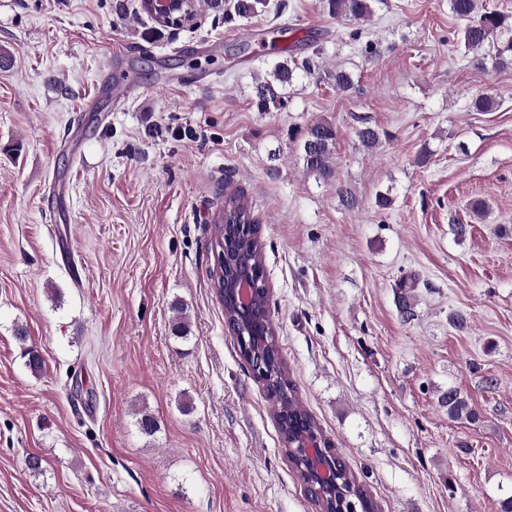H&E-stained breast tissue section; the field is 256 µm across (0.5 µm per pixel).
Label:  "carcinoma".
<instances>
[{"instance_id": "carcinoma-1", "label": "carcinoma", "mask_w": 512, "mask_h": 512, "mask_svg": "<svg viewBox=\"0 0 512 512\" xmlns=\"http://www.w3.org/2000/svg\"><path fill=\"white\" fill-rule=\"evenodd\" d=\"M383 0H320L323 11L338 21H365L374 12V2ZM265 4V0H233L231 7L224 10V18H248L257 12L258 6ZM452 14L460 19L468 20L460 33V45L464 52L472 54V63L477 67H484L487 63L494 66H505L512 57V42L506 47L488 57L481 53L484 45L500 28L504 26L505 17L496 11H487L474 18L478 7V0H448ZM320 51L315 49L312 54L302 61L295 59L283 60L273 65L270 71L271 80L260 83L255 87L253 104L257 110L265 112L270 105L284 104L283 96L277 92L275 84L282 86L291 84L294 72L297 69L310 74L317 68V58ZM356 136L360 144L366 149L376 147L381 138L378 129L364 121L356 129ZM337 137L336 128L327 122H315L301 133L302 159L306 171L325 182L335 176L333 164V146ZM255 224L251 207L244 196L229 193L224 195V210L217 217L214 225V245L224 249V268L222 279L224 288L220 293V301L224 308V320L228 328L240 326L244 334L258 329L261 332L262 346L268 360V384L265 385L267 397L272 402L274 418L278 427L285 453L296 471L298 478L306 485L313 481V475L307 461L298 455L296 434L300 431L306 433L311 439L324 440L323 429L317 419L302 405L298 389L290 378L286 368L282 351L279 345L276 328L270 316L269 301L266 292L254 297V310L251 320L239 322L232 300L238 280L250 276H258L260 280L266 279V259L263 246L259 238L237 239L226 238L224 224ZM173 317L171 320L172 335L181 340L188 339V324L186 310L178 302L172 305ZM444 404L448 406V416L454 419L463 417L474 420L476 413L469 408L467 401L460 396L456 389L448 390L444 396ZM135 424L139 432L147 437L155 435L158 426L153 414L142 408L135 412ZM337 471V484L334 487H325L321 496L317 498L320 512H340L341 508L353 503L360 512H375L376 504L365 488L359 484L353 473L348 469L340 457H330Z\"/></svg>"}]
</instances>
